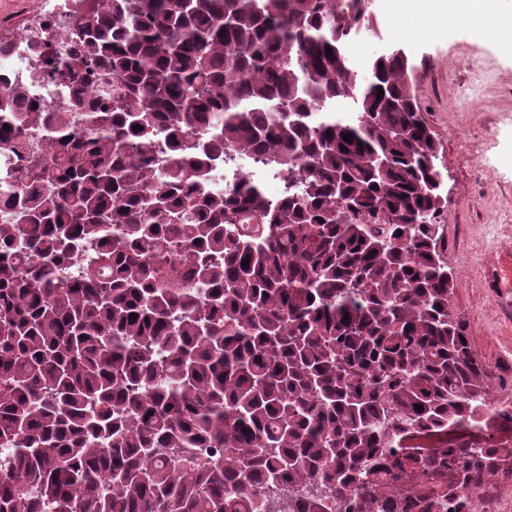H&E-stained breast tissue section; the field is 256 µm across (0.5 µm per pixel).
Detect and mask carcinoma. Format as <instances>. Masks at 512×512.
<instances>
[{
    "mask_svg": "<svg viewBox=\"0 0 512 512\" xmlns=\"http://www.w3.org/2000/svg\"><path fill=\"white\" fill-rule=\"evenodd\" d=\"M359 21L364 0H77L68 52L46 45L75 111L0 85V146L44 135L0 221V512H259L299 484L288 512H458L512 459L404 447L506 411L449 306L408 57L359 81ZM233 154L288 174L277 203L214 183Z\"/></svg>",
    "mask_w": 512,
    "mask_h": 512,
    "instance_id": "obj_1",
    "label": "carcinoma"
}]
</instances>
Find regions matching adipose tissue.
Wrapping results in <instances>:
<instances>
[{"instance_id":"1","label":"adipose tissue","mask_w":512,"mask_h":512,"mask_svg":"<svg viewBox=\"0 0 512 512\" xmlns=\"http://www.w3.org/2000/svg\"><path fill=\"white\" fill-rule=\"evenodd\" d=\"M392 10L404 39L422 40L464 23L474 40L512 47V14L500 10L499 0H393Z\"/></svg>"}]
</instances>
